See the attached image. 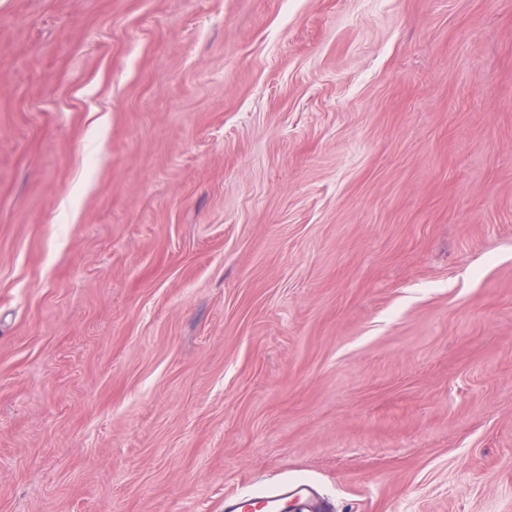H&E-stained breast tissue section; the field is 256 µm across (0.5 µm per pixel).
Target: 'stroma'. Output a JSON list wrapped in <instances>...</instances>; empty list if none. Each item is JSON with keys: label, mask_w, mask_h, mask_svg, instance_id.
I'll use <instances>...</instances> for the list:
<instances>
[{"label": "stroma", "mask_w": 512, "mask_h": 512, "mask_svg": "<svg viewBox=\"0 0 512 512\" xmlns=\"http://www.w3.org/2000/svg\"><path fill=\"white\" fill-rule=\"evenodd\" d=\"M512 512V0H0V512ZM249 506L252 509L266 512H284L289 507L301 510V512H319L322 510L321 503L314 495L312 487L304 481H295L286 484L274 495L261 497H250L242 500L237 495H226L224 497L225 512H240Z\"/></svg>", "instance_id": "1"}]
</instances>
